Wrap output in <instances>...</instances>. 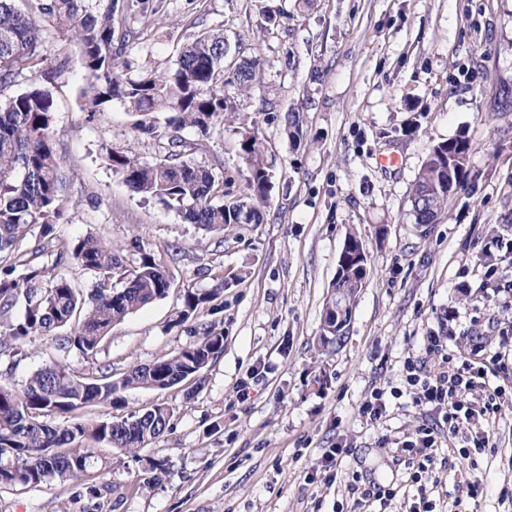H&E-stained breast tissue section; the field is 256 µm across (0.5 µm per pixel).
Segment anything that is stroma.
<instances>
[{
  "instance_id": "1",
  "label": "stroma",
  "mask_w": 512,
  "mask_h": 512,
  "mask_svg": "<svg viewBox=\"0 0 512 512\" xmlns=\"http://www.w3.org/2000/svg\"><path fill=\"white\" fill-rule=\"evenodd\" d=\"M153 13H129L138 39L122 58L127 76L165 70L200 27L223 29L261 62L249 90L227 91L223 125L206 137L185 129L194 160L224 186V201L246 193L240 142H262L273 188L263 223L213 233L155 200L129 191L106 149L158 157L152 136L135 133L121 102L83 112V73L71 59L52 86L56 148L65 180L59 241L96 236L125 267L142 253L167 260L169 293L114 325L90 354L30 339L22 354L0 351V382L22 388L56 361L84 377L122 375L196 342V324L224 330V351L202 374L164 390L130 389L117 407L82 410L85 419L121 417L156 404L172 408L171 427L141 452L116 453L84 439L104 461L101 494L57 479L0 485V512H336L352 495L328 482L322 456L342 446L341 468L375 491L405 483L397 451L404 435L436 426L438 412L408 397L387 400L367 422L359 408L373 389H406V365L425 354L424 336L450 350L485 345L512 368V261L495 239L512 242V0H150ZM273 107L263 112L261 100ZM301 108L304 139L294 144L285 114ZM465 134L479 179L450 201L430 233L410 212L409 192L430 149ZM396 156L385 166L381 157ZM365 243L370 276L342 347H321L323 306L348 234ZM223 293L176 324L188 290L214 282ZM496 445L471 470L441 449L446 466L434 512H512V395L485 423ZM163 464L149 479L148 462ZM482 476L483 497L468 481Z\"/></svg>"
}]
</instances>
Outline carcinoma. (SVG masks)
I'll return each mask as SVG.
<instances>
[{
  "mask_svg": "<svg viewBox=\"0 0 512 512\" xmlns=\"http://www.w3.org/2000/svg\"><path fill=\"white\" fill-rule=\"evenodd\" d=\"M131 5L121 0H0V253H16L14 263L0 266V346L29 336L60 339L83 354L94 351L112 326L143 307L165 297L171 288L166 266L143 254L133 270L112 253V246L92 236L58 243L53 225L64 217L63 177L54 138V100L50 85L69 63V50L77 52L84 79L82 111L103 112L119 99L135 117L133 128L158 139L161 159L141 161L130 150L108 149L105 159L122 176L129 190L146 199L174 207L183 221L207 230L231 232L241 224H260L268 199L271 174L261 142L248 135L240 155L248 167L247 193L232 203L215 204L216 179L187 154L181 136L186 128L206 137L224 123L227 101L224 89L245 91L256 80L258 61L235 50L221 29L202 28L165 71L145 70L128 78L119 65L122 50L134 36L127 25ZM58 42L55 65L47 64L46 45ZM35 82L25 91L6 95L22 77ZM165 113L164 125L157 114ZM288 137L303 136L300 110L286 117ZM472 146L458 135L437 142L423 161L410 189L415 223L439 219L449 202L476 182L479 174L469 165ZM39 225L41 244L18 252L19 243ZM364 244L356 234L346 237L336 280L325 299L326 319L322 345H341L349 330L357 296L369 274V262L359 259ZM77 264L95 273L96 285L88 296L58 268ZM24 273L15 275L17 267ZM216 284L204 292H184V308L176 323L184 324L204 304L224 291V270ZM122 288H116V285ZM23 316H11L18 304ZM195 344L156 361L147 372L136 366L120 377L103 372L97 378L77 375L62 363L38 369L25 387L16 390L0 384V466L14 451L26 452L29 478L49 474L84 487L96 495L92 481L101 477L99 458L91 448L74 445L75 438L90 436L122 454L137 458L143 448L170 426L173 411L156 404L144 412L123 417L85 420L52 427L47 416L68 415L84 408L115 406L121 393L132 388L166 389L187 379L201 381V373L224 351V330L215 325L199 329Z\"/></svg>",
  "mask_w": 512,
  "mask_h": 512,
  "instance_id": "cac0c4a2",
  "label": "carcinoma"
}]
</instances>
